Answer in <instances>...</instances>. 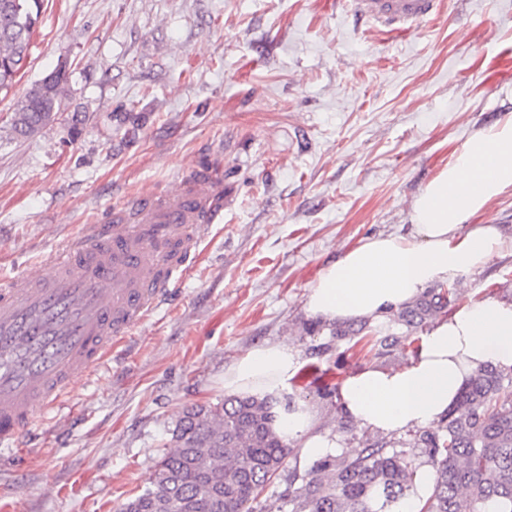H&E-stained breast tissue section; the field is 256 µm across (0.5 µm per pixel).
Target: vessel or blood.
<instances>
[{
  "mask_svg": "<svg viewBox=\"0 0 512 512\" xmlns=\"http://www.w3.org/2000/svg\"><path fill=\"white\" fill-rule=\"evenodd\" d=\"M440 0H354V13L392 34L419 30ZM231 202L222 171L143 190L48 254L47 274L0 286V442L64 406L161 306L202 234Z\"/></svg>",
  "mask_w": 512,
  "mask_h": 512,
  "instance_id": "b4317fda",
  "label": "vessel or blood"
}]
</instances>
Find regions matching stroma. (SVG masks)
<instances>
[{
  "instance_id": "obj_1",
  "label": "stroma",
  "mask_w": 512,
  "mask_h": 512,
  "mask_svg": "<svg viewBox=\"0 0 512 512\" xmlns=\"http://www.w3.org/2000/svg\"><path fill=\"white\" fill-rule=\"evenodd\" d=\"M62 61L63 112L15 136L16 102ZM508 112L512 0H442L407 37L358 22L351 0H49L25 69L0 90V284L40 271L123 196L195 167L219 165L233 202L99 375L22 446L0 445V512H119L150 488L182 408L222 401L225 369L265 343L322 371L286 393L361 448L370 433L342 417V380L405 365L422 333L369 322L400 338L384 354L332 336L307 290L346 249L407 232L419 190ZM474 221L498 225L505 246L455 280L456 303H512V191ZM312 465L292 455L255 512H279Z\"/></svg>"
}]
</instances>
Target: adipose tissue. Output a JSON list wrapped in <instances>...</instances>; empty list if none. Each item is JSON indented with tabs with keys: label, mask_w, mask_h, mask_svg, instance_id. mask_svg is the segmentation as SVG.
Returning <instances> with one entry per match:
<instances>
[{
	"label": "adipose tissue",
	"mask_w": 512,
	"mask_h": 512,
	"mask_svg": "<svg viewBox=\"0 0 512 512\" xmlns=\"http://www.w3.org/2000/svg\"><path fill=\"white\" fill-rule=\"evenodd\" d=\"M512 190V114L472 134L455 160L419 191L405 235L367 238L326 265L309 287L305 308L329 322L382 320L427 286L482 267L502 246L497 225L473 218ZM492 364L512 370V303L475 301L437 320L407 365L370 366L346 377L338 391L345 417L393 437L437 422L470 375ZM297 349L285 342L250 349L224 372V390L261 394L285 386L298 371ZM288 434L305 457L341 451L337 438L315 432L308 412L289 415Z\"/></svg>",
	"instance_id": "adipose-tissue-1"
}]
</instances>
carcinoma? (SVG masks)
Returning a JSON list of instances; mask_svg holds the SVG:
<instances>
[{"mask_svg": "<svg viewBox=\"0 0 512 512\" xmlns=\"http://www.w3.org/2000/svg\"><path fill=\"white\" fill-rule=\"evenodd\" d=\"M44 0H0V90L22 71ZM58 67L17 101L11 128L27 137L55 119L67 96ZM457 289L437 284L390 321L416 329L448 311ZM295 406L271 395H229L182 410L152 487L121 512H253V503L293 455L284 425ZM435 481L419 512H512V372L478 368L435 427L415 432ZM416 467L406 454L375 441L352 458L326 457L288 494L289 512H398Z\"/></svg>", "mask_w": 512, "mask_h": 512, "instance_id": "cac0c4a2", "label": "carcinoma"}]
</instances>
